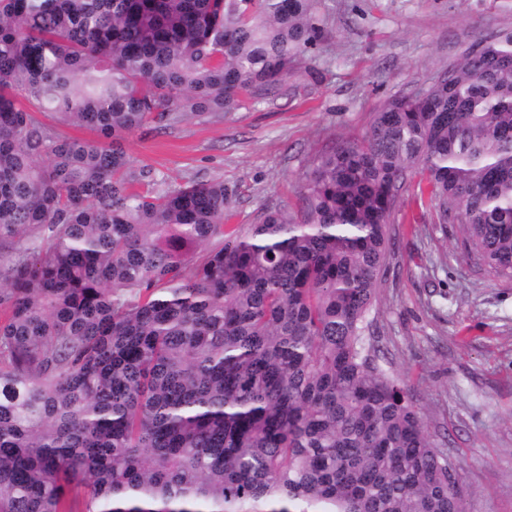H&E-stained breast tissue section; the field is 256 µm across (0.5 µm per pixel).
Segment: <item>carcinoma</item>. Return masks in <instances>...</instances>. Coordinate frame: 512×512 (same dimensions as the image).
I'll use <instances>...</instances> for the list:
<instances>
[{
	"label": "carcinoma",
	"mask_w": 512,
	"mask_h": 512,
	"mask_svg": "<svg viewBox=\"0 0 512 512\" xmlns=\"http://www.w3.org/2000/svg\"><path fill=\"white\" fill-rule=\"evenodd\" d=\"M323 36L317 0H0V512H465L369 315L416 175L512 278V30L240 230L224 182L117 144L264 98Z\"/></svg>",
	"instance_id": "1"
}]
</instances>
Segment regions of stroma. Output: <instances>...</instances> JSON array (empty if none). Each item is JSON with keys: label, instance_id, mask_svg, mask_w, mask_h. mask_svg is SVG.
<instances>
[{"label": "stroma", "instance_id": "obj_1", "mask_svg": "<svg viewBox=\"0 0 512 512\" xmlns=\"http://www.w3.org/2000/svg\"><path fill=\"white\" fill-rule=\"evenodd\" d=\"M324 41L265 100L223 119L150 123L121 144L135 165L223 181L228 228L297 206L324 149L362 135L390 97L428 86L477 37L512 29V0H320ZM410 187L370 317L379 365L402 380L432 440L460 466L466 512H512V280L468 261Z\"/></svg>", "mask_w": 512, "mask_h": 512}]
</instances>
